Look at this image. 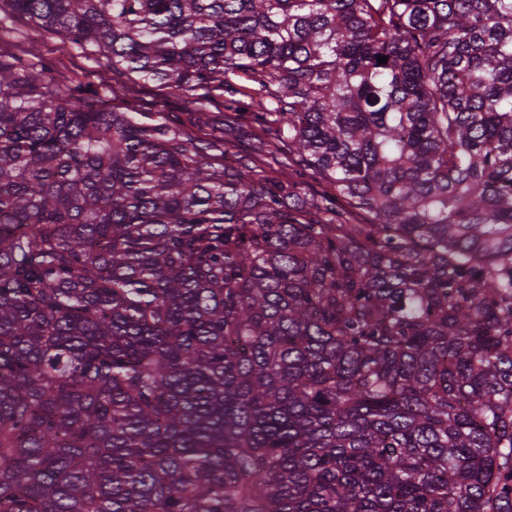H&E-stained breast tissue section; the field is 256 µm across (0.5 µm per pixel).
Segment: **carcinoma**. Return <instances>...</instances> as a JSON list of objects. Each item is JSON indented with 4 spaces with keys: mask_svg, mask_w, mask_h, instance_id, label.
Wrapping results in <instances>:
<instances>
[{
    "mask_svg": "<svg viewBox=\"0 0 512 512\" xmlns=\"http://www.w3.org/2000/svg\"><path fill=\"white\" fill-rule=\"evenodd\" d=\"M5 9L0 512H512V0ZM2 26L12 33H6L0 40V49L9 51L18 55H23L22 51L26 47V41L29 38H37L38 32L33 30L29 23L17 19L8 13H1ZM40 53L47 67L44 76L60 89L77 80H94V74L100 69L102 60L72 46H63L54 39L41 41ZM117 96L126 103H130L142 112H154L155 101L163 98L165 89H159L154 84H144L133 75H116L112 82Z\"/></svg>",
    "mask_w": 512,
    "mask_h": 512,
    "instance_id": "carcinoma-1",
    "label": "carcinoma"
}]
</instances>
